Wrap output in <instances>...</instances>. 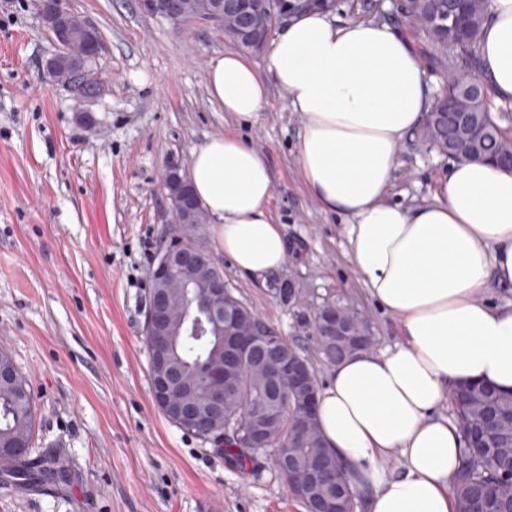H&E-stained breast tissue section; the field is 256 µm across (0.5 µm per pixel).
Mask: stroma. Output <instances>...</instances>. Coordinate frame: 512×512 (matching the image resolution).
Masks as SVG:
<instances>
[{"label": "stroma", "mask_w": 512, "mask_h": 512, "mask_svg": "<svg viewBox=\"0 0 512 512\" xmlns=\"http://www.w3.org/2000/svg\"><path fill=\"white\" fill-rule=\"evenodd\" d=\"M102 42L97 97L53 83L56 47L35 0H0V347L34 395L33 454L59 451L75 474L33 494L0 484V512H303L269 461L240 469L154 405L143 331L149 270L170 219L164 177L188 169L206 136L231 133L273 172L268 211L288 259L267 283L224 264V284L297 345L327 383L313 326L337 301L365 313L374 350L399 343L352 264L341 216L308 194L299 113L271 89L249 125L211 103V61L236 45L207 22L177 28L138 0H70ZM95 113L88 129L75 112ZM448 158L405 139L388 201H431Z\"/></svg>", "instance_id": "1"}]
</instances>
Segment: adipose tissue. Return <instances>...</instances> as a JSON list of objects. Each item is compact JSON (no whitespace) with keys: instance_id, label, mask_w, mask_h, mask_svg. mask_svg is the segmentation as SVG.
<instances>
[{"instance_id":"obj_1","label":"adipose tissue","mask_w":512,"mask_h":512,"mask_svg":"<svg viewBox=\"0 0 512 512\" xmlns=\"http://www.w3.org/2000/svg\"><path fill=\"white\" fill-rule=\"evenodd\" d=\"M479 68L495 101L512 99V0H489ZM302 116L298 160L322 210L344 216L347 253L374 303L398 318L402 341L333 368L318 395L325 447L364 491L368 512H456L463 435L440 408L453 382L512 391V171L456 160L432 203H387L405 139L433 100L407 38L385 22L337 24L329 11L286 20L258 70L230 51L208 69L211 102L255 121L271 88ZM189 179L216 242L244 277L266 281L288 258L267 203L266 157L217 133L192 151ZM400 468H383L390 453Z\"/></svg>"}]
</instances>
